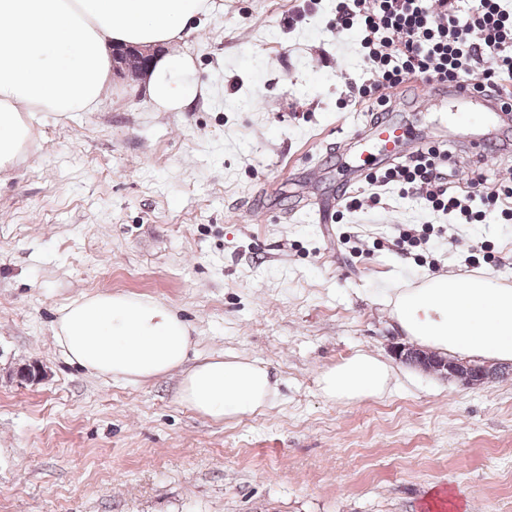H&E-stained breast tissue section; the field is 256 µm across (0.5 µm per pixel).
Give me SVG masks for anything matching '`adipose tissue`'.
<instances>
[{
  "label": "adipose tissue",
  "mask_w": 512,
  "mask_h": 512,
  "mask_svg": "<svg viewBox=\"0 0 512 512\" xmlns=\"http://www.w3.org/2000/svg\"><path fill=\"white\" fill-rule=\"evenodd\" d=\"M215 8L213 0H0V170L31 139L36 112L63 114L98 105L122 45L159 48L145 92L174 110L198 94L191 60L174 47ZM390 316L405 336L462 359L512 361V287L489 274L430 275L397 291ZM54 339L73 364L98 376L139 382L184 368L182 403L215 422L265 410L279 380L247 358L187 366L190 330L170 306L124 294L83 296L66 304ZM394 368L360 351L321 371L324 397L351 403L391 392Z\"/></svg>",
  "instance_id": "1"
}]
</instances>
